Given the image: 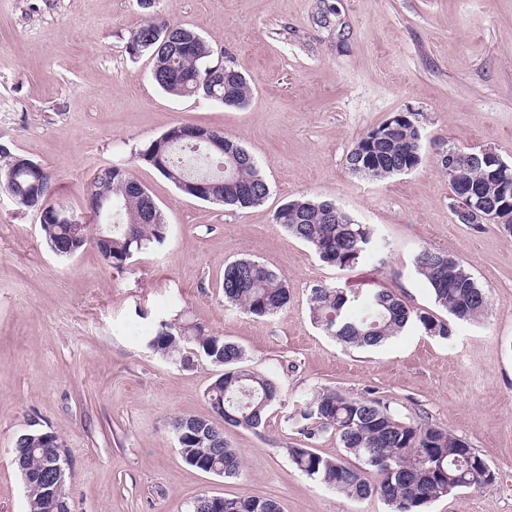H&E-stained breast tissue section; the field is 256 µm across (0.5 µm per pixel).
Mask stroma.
Instances as JSON below:
<instances>
[{"label": "stroma", "instance_id": "35a3bbf8", "mask_svg": "<svg viewBox=\"0 0 512 512\" xmlns=\"http://www.w3.org/2000/svg\"><path fill=\"white\" fill-rule=\"evenodd\" d=\"M157 16L196 29L248 79V105L167 94L131 31ZM397 112L423 132L418 167L382 181L349 173L345 158ZM180 123L223 130L255 156L265 201L235 211L180 193L153 168L133 174L168 224L166 243L109 267L95 244L70 259L45 246L33 212L0 191V512H28L13 460L30 425L63 442L71 512H187L199 495L272 498L281 512H389L299 471L290 420L328 388L389 403L463 439L496 479L454 492L425 512H512V232L461 224L440 143L489 148L512 163V0H0V144L41 163L54 204L86 211L96 169ZM307 194L378 235L353 268L323 263L274 221ZM448 250L487 290L486 316L449 338L410 328L375 348L346 349L309 317L312 286L388 289L439 319L413 256ZM251 257L288 281L287 310L253 318L224 302L226 264ZM173 309L240 345L249 368L285 398L259 430L225 426L242 457L238 478L186 465L171 422L206 416L217 370H184L146 349L153 321Z\"/></svg>", "mask_w": 512, "mask_h": 512}]
</instances>
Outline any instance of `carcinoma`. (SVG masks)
Returning <instances> with one entry per match:
<instances>
[{
  "mask_svg": "<svg viewBox=\"0 0 512 512\" xmlns=\"http://www.w3.org/2000/svg\"><path fill=\"white\" fill-rule=\"evenodd\" d=\"M130 43L153 62V79L165 92L178 97H202L227 107L243 108L251 97L245 76L234 66L217 80L209 70L211 45L197 31L166 19H150L131 34ZM176 127L144 144L134 161L156 169L177 189L180 181L214 184L213 201L236 210L263 203L269 186L255 157L234 137L224 136V152L202 140L179 139ZM421 127L412 118L386 119L367 130L346 156L350 172L362 178L381 180L415 170L420 160ZM457 153L454 194L463 189L480 197L492 210L512 211V181L496 166L470 155V150L450 144L438 152L445 166L450 152ZM36 162L23 155L3 157L0 189L17 205L41 206L56 213L61 205L50 202V174H36ZM95 193L103 200L100 224L112 225L111 241L99 248L104 262L122 269L136 254L162 246L168 236L162 211L150 209L135 189L129 166L114 164L94 173ZM274 221L286 233L307 243L318 258L340 269L365 261L378 247L373 229L356 221L334 202L307 197L292 199L275 213ZM42 237L52 251L75 247L82 250L90 239V225H41ZM414 267L426 281L438 306L457 322H474L488 309L489 296L472 274L448 252L423 246L414 256ZM224 302L258 318L278 315L288 308L287 280L252 259L241 258L224 267L221 283ZM311 321L326 335L351 347L379 345L408 327L427 336L448 338V322L423 310L409 307L386 290L364 293L316 284L311 288ZM145 346L162 359L191 369L200 362L222 369L206 388L212 411L224 423L248 430L261 428L268 411L281 403L282 386L267 375L245 366L244 350L216 336L183 311L169 313L155 322ZM304 445L288 454L296 467L311 480L347 497L362 500L380 497L390 512H421L427 504L453 492L483 486L481 471L462 453L468 444L447 429L426 422L405 421L380 398L351 396L336 390L315 391L294 418ZM182 461L197 470L220 472L236 478L242 471L238 452L224 442V428L207 417H180L172 423ZM328 433L336 434L350 465L324 457L313 445ZM48 431L32 428L14 441L25 449L16 465L25 486L30 512H70L69 500L53 493L50 482L67 476L61 449L47 439ZM189 512H281L273 499L257 496L220 497L206 501L197 497Z\"/></svg>",
  "mask_w": 512,
  "mask_h": 512,
  "instance_id": "carcinoma-1",
  "label": "carcinoma"
}]
</instances>
